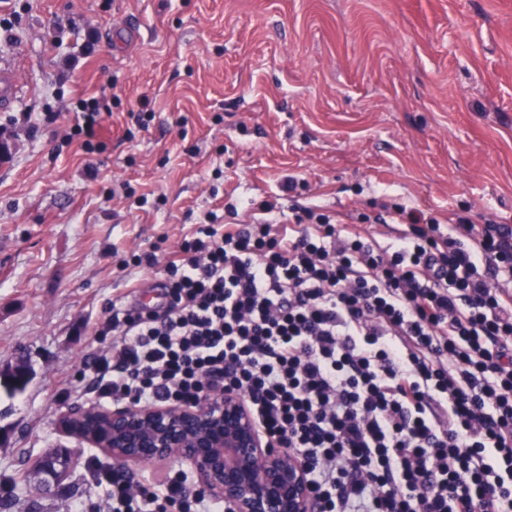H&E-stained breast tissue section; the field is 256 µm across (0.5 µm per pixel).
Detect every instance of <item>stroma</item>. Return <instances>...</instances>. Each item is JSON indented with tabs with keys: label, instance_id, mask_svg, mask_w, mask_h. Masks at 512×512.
Masks as SVG:
<instances>
[{
	"label": "stroma",
	"instance_id": "stroma-1",
	"mask_svg": "<svg viewBox=\"0 0 512 512\" xmlns=\"http://www.w3.org/2000/svg\"><path fill=\"white\" fill-rule=\"evenodd\" d=\"M2 72L0 373L31 374L0 386V496L55 446L75 487L13 512L98 503L88 459L112 458L58 430L64 391L113 306L160 278L121 263L166 260L207 212L315 205L383 245L375 218L400 204L512 226V0H0ZM82 99L108 113L91 154L68 138Z\"/></svg>",
	"mask_w": 512,
	"mask_h": 512
}]
</instances>
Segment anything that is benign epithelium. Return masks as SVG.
Listing matches in <instances>:
<instances>
[{"mask_svg":"<svg viewBox=\"0 0 512 512\" xmlns=\"http://www.w3.org/2000/svg\"><path fill=\"white\" fill-rule=\"evenodd\" d=\"M57 425L122 465L185 462L198 491L224 501L227 512H320L310 462L270 443L235 391L192 404L78 407Z\"/></svg>","mask_w":512,"mask_h":512,"instance_id":"7a95c632","label":"benign epithelium"}]
</instances>
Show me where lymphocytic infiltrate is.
Segmentation results:
<instances>
[{"label":"lymphocytic infiltrate","instance_id":"obj_1","mask_svg":"<svg viewBox=\"0 0 512 512\" xmlns=\"http://www.w3.org/2000/svg\"><path fill=\"white\" fill-rule=\"evenodd\" d=\"M393 243L305 207L279 223L208 214L163 267L162 304L113 309L98 404L229 388L311 463L322 512H512V227L398 206ZM97 512H226L188 475L96 468Z\"/></svg>","mask_w":512,"mask_h":512}]
</instances>
